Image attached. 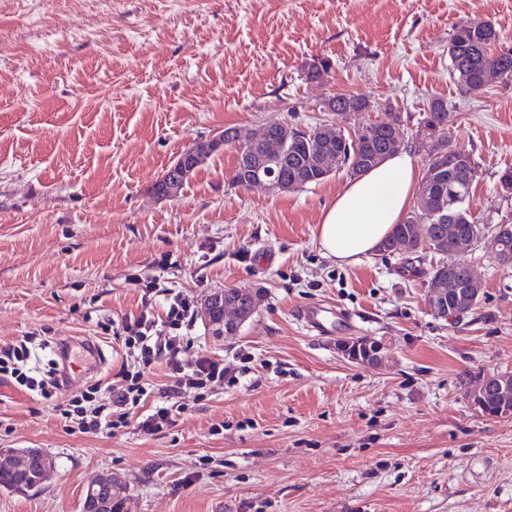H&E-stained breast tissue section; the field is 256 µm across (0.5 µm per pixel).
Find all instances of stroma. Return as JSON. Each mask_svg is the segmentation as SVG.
Here are the masks:
<instances>
[{
    "label": "stroma",
    "mask_w": 512,
    "mask_h": 512,
    "mask_svg": "<svg viewBox=\"0 0 512 512\" xmlns=\"http://www.w3.org/2000/svg\"><path fill=\"white\" fill-rule=\"evenodd\" d=\"M491 21L512 48V0H0V347L44 337L101 343L105 321L137 318L145 285L195 303L260 290L234 336L197 322L186 358L223 360L229 384L177 397L159 432L113 436L65 426L49 402L0 385V459L39 448L42 486L0 490V512H82L98 477L126 487L127 512H512V417L471 403L480 380L512 373V265L490 239L465 261L483 283L475 313L440 318L427 303L437 255L375 252L351 265L324 256L317 229L348 169L289 192L232 184L233 146L197 168L180 195L152 186L194 141L228 127L322 121L354 135L399 113L417 167L436 137L429 101L448 104L449 145L477 171L480 223L512 224V81L460 93L453 29ZM329 60L317 81L309 64ZM360 95L363 112L322 109ZM345 310V337L384 341L381 365L344 360L299 307ZM340 335V336H341Z\"/></svg>",
    "instance_id": "35a3bbf8"
}]
</instances>
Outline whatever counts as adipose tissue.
Segmentation results:
<instances>
[{
    "label": "adipose tissue",
    "instance_id": "ef3b65f1",
    "mask_svg": "<svg viewBox=\"0 0 512 512\" xmlns=\"http://www.w3.org/2000/svg\"><path fill=\"white\" fill-rule=\"evenodd\" d=\"M417 183L403 150L348 183L323 213L317 240L324 255L354 264L374 253L401 222Z\"/></svg>",
    "mask_w": 512,
    "mask_h": 512
}]
</instances>
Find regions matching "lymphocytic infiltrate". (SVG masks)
Listing matches in <instances>:
<instances>
[{"instance_id": "obj_1", "label": "lymphocytic infiltrate", "mask_w": 512, "mask_h": 512, "mask_svg": "<svg viewBox=\"0 0 512 512\" xmlns=\"http://www.w3.org/2000/svg\"><path fill=\"white\" fill-rule=\"evenodd\" d=\"M163 298V315L152 312L154 298ZM144 310L135 320L123 321L113 328L119 336L126 356L138 362L137 369L121 368L113 381L105 386L69 394L62 402L54 397L60 386L53 372L41 377L30 376L31 346L35 339L23 337L15 344L0 349V383H13L39 391L44 399L53 400L54 411L64 422L76 425L83 433L115 435L127 428L131 416H138L141 430L156 432L173 424L182 407L175 398L181 387L204 389L223 385V361L204 354L184 359L183 342L195 326V306L182 292L171 288H147L141 297ZM166 365L172 385L156 390L145 381L144 371L152 364ZM159 401H152V394Z\"/></svg>"}]
</instances>
